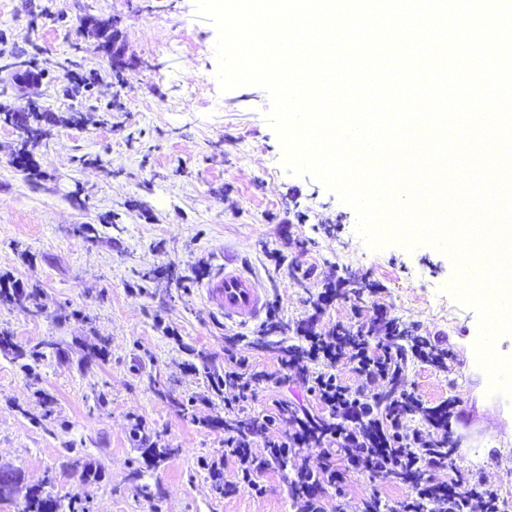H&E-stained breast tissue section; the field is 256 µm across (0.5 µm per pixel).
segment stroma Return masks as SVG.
<instances>
[{"instance_id":"1","label":"stroma","mask_w":512,"mask_h":512,"mask_svg":"<svg viewBox=\"0 0 512 512\" xmlns=\"http://www.w3.org/2000/svg\"><path fill=\"white\" fill-rule=\"evenodd\" d=\"M90 15L117 29L122 79ZM216 38L195 0H0V56L33 55L47 71L26 85L0 77V112L29 103L62 118L29 144L27 171L12 164L18 131L0 122V275L41 291L36 313L0 298V334L25 352L0 349V466L59 512H287L285 471H268L257 498L217 491L206 466L224 453L208 375L224 369L225 334L259 329L205 304L200 282L229 255L279 304L282 328L254 359L269 371L327 280L375 285L364 318L387 310L453 354L448 372L413 360L407 375L428 405L475 406L478 421L454 429L457 469L512 490V404L487 398L470 360L461 332L479 314L450 290L453 259L430 245L370 250L350 206L286 173L267 91H220ZM79 79L93 91L67 95ZM43 343L56 352L32 358ZM138 423L161 448L139 446ZM345 492L357 512L371 493L393 501L410 488L353 474Z\"/></svg>"}]
</instances>
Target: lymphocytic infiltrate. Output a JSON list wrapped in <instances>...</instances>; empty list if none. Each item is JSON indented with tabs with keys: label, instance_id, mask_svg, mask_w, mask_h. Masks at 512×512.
I'll return each mask as SVG.
<instances>
[{
	"label": "lymphocytic infiltrate",
	"instance_id": "1",
	"mask_svg": "<svg viewBox=\"0 0 512 512\" xmlns=\"http://www.w3.org/2000/svg\"><path fill=\"white\" fill-rule=\"evenodd\" d=\"M316 325L313 315L301 321V344L283 348L273 371L255 368L254 341L231 336L235 350L225 359L223 373L209 377L232 418L224 426V456L210 465L217 474L227 463L235 464V479L225 483V490L263 496L266 473L287 467L294 512H328V492L344 497L351 474L397 476L411 486L410 497L403 501L384 503L371 496L375 512H501L497 488L483 477L462 475L453 463L451 433L458 400L425 409L406 377L412 359L449 370L448 351L427 338L405 346L390 334H377L357 307L347 322L327 331ZM341 363L357 375V385L342 380L337 371ZM292 369L307 394L319 401L322 415L297 412L284 400L273 401L268 411L247 414L258 389L281 385ZM283 420L290 428L280 434L276 428ZM259 445L264 448L260 455L255 452ZM303 448L314 449L316 466L296 463ZM439 469L447 470V482H434L432 473Z\"/></svg>",
	"mask_w": 512,
	"mask_h": 512
}]
</instances>
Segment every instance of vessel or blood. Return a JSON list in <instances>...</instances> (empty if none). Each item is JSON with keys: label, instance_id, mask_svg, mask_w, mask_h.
Returning <instances> with one entry per match:
<instances>
[{"label": "vessel or blood", "instance_id": "vessel-or-blood-1", "mask_svg": "<svg viewBox=\"0 0 512 512\" xmlns=\"http://www.w3.org/2000/svg\"><path fill=\"white\" fill-rule=\"evenodd\" d=\"M202 290L207 303L232 322L255 321L267 309L266 292L258 280L230 260L205 279Z\"/></svg>", "mask_w": 512, "mask_h": 512}]
</instances>
